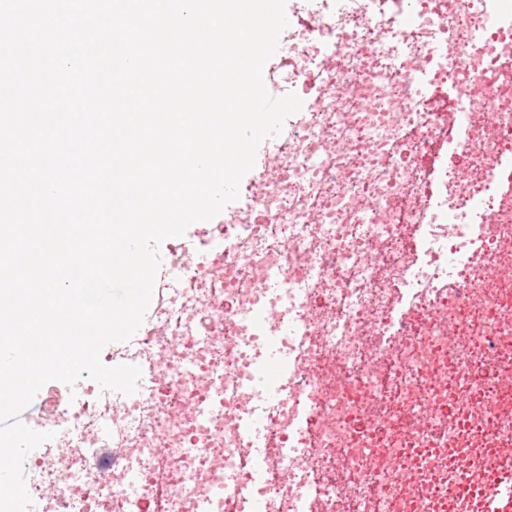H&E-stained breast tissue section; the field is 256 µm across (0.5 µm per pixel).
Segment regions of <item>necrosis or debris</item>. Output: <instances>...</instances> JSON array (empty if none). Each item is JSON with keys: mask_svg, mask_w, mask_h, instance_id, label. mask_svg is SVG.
Wrapping results in <instances>:
<instances>
[{"mask_svg": "<svg viewBox=\"0 0 512 512\" xmlns=\"http://www.w3.org/2000/svg\"><path fill=\"white\" fill-rule=\"evenodd\" d=\"M501 10L293 0L268 82L302 109L222 223L173 244L109 352L140 367L137 392L48 395L28 512H140L132 483L159 512H251L240 425L259 415L288 442L264 512H430L423 447L469 460L450 489L512 467V195L489 181L512 155V88L486 90ZM440 146L461 161L425 166ZM271 342L289 363L273 407L256 383ZM463 385L469 429L436 412Z\"/></svg>", "mask_w": 512, "mask_h": 512, "instance_id": "4bbe7bcc", "label": "necrosis or debris"}]
</instances>
